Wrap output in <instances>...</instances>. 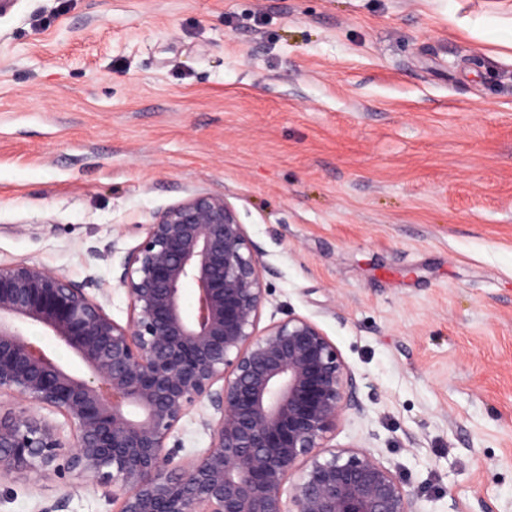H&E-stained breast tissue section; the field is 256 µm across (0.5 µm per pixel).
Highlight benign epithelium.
<instances>
[{
  "label": "benign epithelium",
  "instance_id": "1",
  "mask_svg": "<svg viewBox=\"0 0 512 512\" xmlns=\"http://www.w3.org/2000/svg\"><path fill=\"white\" fill-rule=\"evenodd\" d=\"M263 256L226 195L195 191L120 260L124 325L89 296L100 284L0 263V396L15 400L0 409V477L94 479L112 485L115 512H415L367 450L327 445L356 406L355 373L306 317L259 329L274 274ZM199 404L210 446L174 467L169 440Z\"/></svg>",
  "mask_w": 512,
  "mask_h": 512
}]
</instances>
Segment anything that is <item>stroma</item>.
<instances>
[{"label": "stroma", "instance_id": "stroma-1", "mask_svg": "<svg viewBox=\"0 0 512 512\" xmlns=\"http://www.w3.org/2000/svg\"><path fill=\"white\" fill-rule=\"evenodd\" d=\"M487 0H15L0 14V262L82 283L196 190L273 268L262 325L316 322L357 378L330 446L416 512H512V62L448 23ZM178 425L183 464L210 436ZM113 512L0 479V512Z\"/></svg>", "mask_w": 512, "mask_h": 512}]
</instances>
